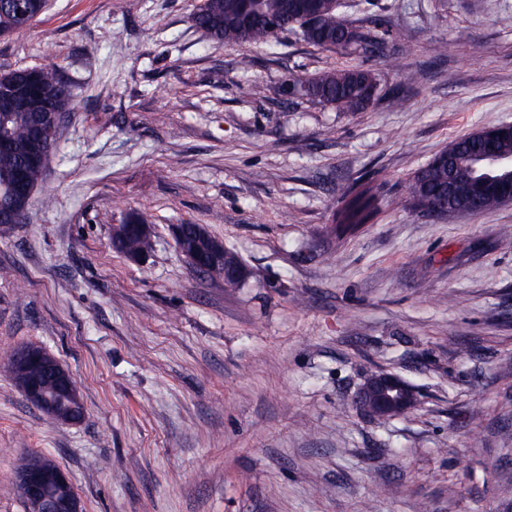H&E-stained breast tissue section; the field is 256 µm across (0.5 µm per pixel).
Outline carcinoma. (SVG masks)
Returning a JSON list of instances; mask_svg holds the SVG:
<instances>
[{
  "label": "carcinoma",
  "instance_id": "carcinoma-1",
  "mask_svg": "<svg viewBox=\"0 0 512 512\" xmlns=\"http://www.w3.org/2000/svg\"><path fill=\"white\" fill-rule=\"evenodd\" d=\"M29 13L20 21L13 7L14 0H0V35L26 31L46 11L43 0H26ZM253 15L247 18L241 0H200L194 13L195 24L212 40L226 47L254 45L272 48L278 45L279 34L291 31L310 45L334 50L344 55L364 58H383L390 52L402 51L407 33L403 29L384 26L379 18L373 19L383 29L376 37L354 25L333 0H321L315 15L301 8V0H257L252 4ZM34 84L31 98L17 97L8 112H0V132L10 138V146L0 150V207H16L23 211L32 197L17 196L13 192L16 172L23 168L27 182L37 187L46 164L32 161L36 154L51 158L57 149V135L44 132L36 136V106L40 101L49 105V111L67 114L73 109L70 85L54 66L17 67L0 70V89ZM293 89L301 90L309 98L331 105L340 112H360L378 95V84L371 71L361 67L325 70L314 77L289 78ZM488 153L512 156V131L501 125L491 137L471 133L451 142L421 167L408 182L405 202L421 212H434L448 204L449 192H454L459 208L477 206L491 211L502 206L498 192L488 191L473 200L476 181L486 176L500 183L512 181V173L494 172L483 166ZM337 211L339 226L355 229L370 223L379 213V195L375 186L363 183L343 187Z\"/></svg>",
  "mask_w": 512,
  "mask_h": 512
}]
</instances>
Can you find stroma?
<instances>
[{"label":"stroma","mask_w":512,"mask_h":512,"mask_svg":"<svg viewBox=\"0 0 512 512\" xmlns=\"http://www.w3.org/2000/svg\"><path fill=\"white\" fill-rule=\"evenodd\" d=\"M197 3L49 0L0 37L1 69L59 66L74 99L22 222L0 226V359L45 348L84 406L57 422L0 372V512H27L14 475L33 454L82 512H512V204L430 219L400 202L450 142L512 124V0L361 5L354 24L409 31L386 61L288 34L227 47ZM355 66L379 83L363 112L288 88ZM366 181L380 214L337 235L340 188ZM134 213L153 227L141 263L112 247ZM175 224L205 225L248 281L191 267ZM382 370L420 406L357 409Z\"/></svg>","instance_id":"1"}]
</instances>
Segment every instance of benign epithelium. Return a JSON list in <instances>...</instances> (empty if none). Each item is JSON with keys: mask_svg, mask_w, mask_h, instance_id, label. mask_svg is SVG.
<instances>
[{"mask_svg": "<svg viewBox=\"0 0 512 512\" xmlns=\"http://www.w3.org/2000/svg\"><path fill=\"white\" fill-rule=\"evenodd\" d=\"M143 237L152 236L150 224L112 225V246L124 251V244L131 231ZM171 234L179 254L189 265L208 269V264L224 265L227 281H242L248 277V269L242 260L232 254L224 242L213 237L207 228L198 224L193 235L188 236L181 224L171 227ZM10 356L13 362L14 380L26 399L44 414L55 420L73 424L81 420L74 410H65L70 402H81L77 382L62 362L40 348L18 347ZM42 369L52 377L57 386L56 395H49L34 374ZM357 405L369 416L389 419L402 416L419 406L415 387L397 374L378 371L365 378L357 395ZM21 495L35 503L38 512H81V503L75 493L65 491L69 480L65 473L48 455H32L23 469L15 475Z\"/></svg>", "mask_w": 512, "mask_h": 512, "instance_id": "7a95c632", "label": "benign epithelium"}]
</instances>
